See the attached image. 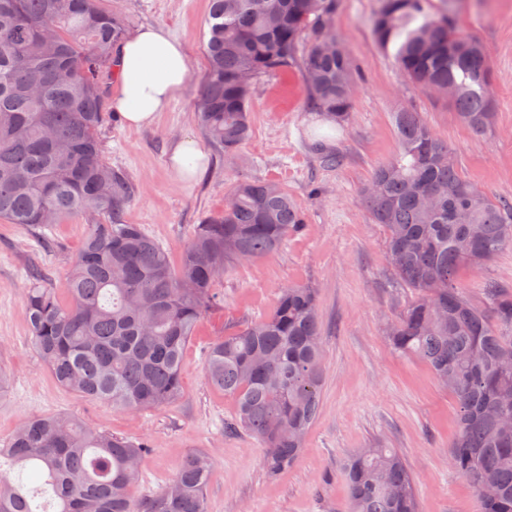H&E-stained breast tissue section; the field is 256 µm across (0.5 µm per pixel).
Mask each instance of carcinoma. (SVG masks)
Instances as JSON below:
<instances>
[{"mask_svg":"<svg viewBox=\"0 0 512 512\" xmlns=\"http://www.w3.org/2000/svg\"><path fill=\"white\" fill-rule=\"evenodd\" d=\"M339 0H210L207 59L197 119L226 155L250 138L252 80L296 62L313 109L350 117L354 65L320 48ZM372 34L402 74L453 91L459 117L481 132L495 106L487 54L457 29L454 0H382ZM125 36L102 0H0V220L45 229L71 217L87 233L65 280L67 302L33 273L24 294L31 341L57 383L126 412L181 397L185 349L232 266L273 253L301 232L288 192L262 178L238 181L224 210L207 216L178 263L139 225L133 200L105 160V84ZM396 155L378 165L363 201L386 231V254L413 289L389 341L432 370L459 411L450 464L474 490L477 512H512V291L486 281L483 303L459 286L512 246V203H494L457 169L448 142L421 114L394 115ZM323 375L316 289L288 286L273 311L214 343L212 386L234 397L224 431L255 436L273 477L300 456ZM144 445L65 414L27 421L0 448V512H206L211 462L194 453L158 494L137 503ZM348 512H418L415 482L394 448H361L343 463Z\"/></svg>","mask_w":512,"mask_h":512,"instance_id":"obj_1","label":"carcinoma"}]
</instances>
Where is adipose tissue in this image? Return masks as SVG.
<instances>
[{"instance_id":"adipose-tissue-1","label":"adipose tissue","mask_w":512,"mask_h":512,"mask_svg":"<svg viewBox=\"0 0 512 512\" xmlns=\"http://www.w3.org/2000/svg\"><path fill=\"white\" fill-rule=\"evenodd\" d=\"M112 106L131 128L152 126L181 92L189 73L182 43L164 29L145 26L128 36L115 61Z\"/></svg>"}]
</instances>
